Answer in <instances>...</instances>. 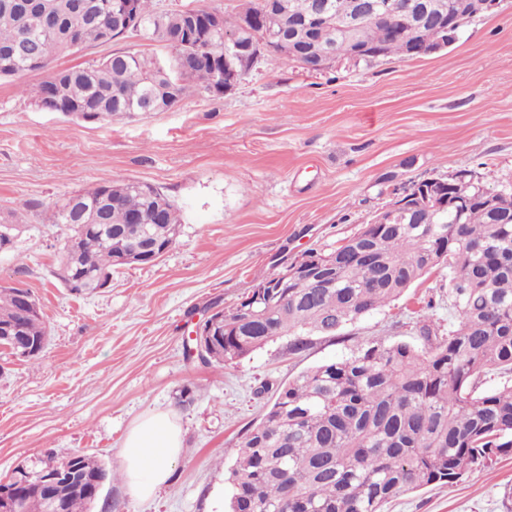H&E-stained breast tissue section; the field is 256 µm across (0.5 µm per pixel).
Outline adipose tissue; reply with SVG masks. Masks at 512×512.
Returning a JSON list of instances; mask_svg holds the SVG:
<instances>
[{
  "instance_id": "ef3b65f1",
  "label": "adipose tissue",
  "mask_w": 512,
  "mask_h": 512,
  "mask_svg": "<svg viewBox=\"0 0 512 512\" xmlns=\"http://www.w3.org/2000/svg\"><path fill=\"white\" fill-rule=\"evenodd\" d=\"M182 451L181 429L167 414L152 413L130 428L120 450L121 471L133 498L152 497L170 481Z\"/></svg>"
}]
</instances>
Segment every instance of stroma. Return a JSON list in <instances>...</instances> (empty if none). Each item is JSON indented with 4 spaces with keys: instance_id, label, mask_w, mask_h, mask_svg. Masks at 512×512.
Wrapping results in <instances>:
<instances>
[{
    "instance_id": "stroma-1",
    "label": "stroma",
    "mask_w": 512,
    "mask_h": 512,
    "mask_svg": "<svg viewBox=\"0 0 512 512\" xmlns=\"http://www.w3.org/2000/svg\"><path fill=\"white\" fill-rule=\"evenodd\" d=\"M45 77L0 80V214L20 222L0 286L29 288L48 327L37 360L0 348V480L47 452H82L112 474L92 512H228L238 445L276 388L346 350L318 337L292 355L282 338L206 364L191 334L207 310L236 305L284 261L335 248L414 183L466 169L512 188V0L421 58L316 74L269 57L223 96L193 90L109 124L37 109ZM122 181L174 202L177 240L156 262L114 270L109 287L72 293L53 275L64 234L53 216L75 192ZM452 319L448 274L435 270L345 334L420 347L422 325L443 334ZM153 412L180 425L182 453L170 484L137 500L119 451ZM510 485L512 456L385 512H511Z\"/></svg>"
}]
</instances>
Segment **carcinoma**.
Segmentation results:
<instances>
[{
	"mask_svg": "<svg viewBox=\"0 0 512 512\" xmlns=\"http://www.w3.org/2000/svg\"><path fill=\"white\" fill-rule=\"evenodd\" d=\"M113 0H0V79L46 69L51 60L89 45L126 38ZM145 39L172 47L165 60L140 50L116 51L97 63L54 71L35 101L76 119L129 118L150 106L164 112L190 90L208 94L224 73V29L212 12L190 21L180 10H160L154 0H135ZM312 0H283L261 16L248 43L282 29L284 17L308 14ZM337 23L322 29L316 51L336 49L355 64L374 57L349 56L336 24L349 20L354 0H330ZM357 43L382 56L412 59L416 42L444 39L435 24L416 30L397 25L389 33L373 22L359 25ZM462 205L436 213L434 201H409L407 223L363 226L326 253L335 285L318 287L302 275L280 287L281 272L260 281L273 294L230 307L218 342L206 360L224 364L288 337V351L302 354L313 337L343 339L342 331L400 298L434 269L448 272V300L455 310L448 335L423 325L425 345L375 337L356 343L341 358L314 366L280 387L268 418L238 446L228 478L232 512H384L406 491L453 485L477 469L512 456V206L488 205L490 188L457 172ZM95 214L97 227L67 230L54 276L72 293L93 291L98 275L118 267L115 257L140 253L139 263L176 242L179 210L153 186L109 182L71 195L57 212L58 224H81ZM144 214L149 224H130ZM0 251L12 247L16 224L0 217ZM21 288H0V325L22 328L19 359L36 358L48 331L41 309L20 304ZM490 374L505 381L482 389ZM91 479L86 490L62 489L64 512H90L92 481L105 472L98 460L72 453ZM22 512H46L45 496L31 483L19 488Z\"/></svg>",
	"mask_w": 512,
	"mask_h": 512,
	"instance_id": "obj_1",
	"label": "carcinoma"
}]
</instances>
